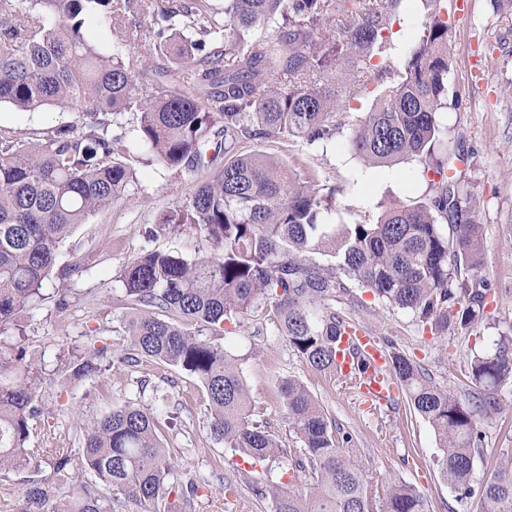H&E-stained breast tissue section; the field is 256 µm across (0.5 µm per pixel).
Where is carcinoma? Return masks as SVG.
Segmentation results:
<instances>
[{
  "label": "carcinoma",
  "instance_id": "cac0c4a2",
  "mask_svg": "<svg viewBox=\"0 0 512 512\" xmlns=\"http://www.w3.org/2000/svg\"><path fill=\"white\" fill-rule=\"evenodd\" d=\"M401 0H0V105L21 111L72 108L75 122L35 136L0 131V328L46 300L45 282L66 281L76 262L56 267L62 244L79 224L127 198L133 182L125 145L112 137L110 116H138L141 142L154 159L197 186L163 224H196L197 254L147 252L124 270L123 317L137 355L196 377L209 402V431L218 443L253 460L274 461L275 436L253 419L241 368L214 337L224 324L264 305L288 340L319 372H336L350 324L313 305L347 290H371L392 307L438 328H471L486 313L488 288L471 275L482 265L480 225L471 199L447 175V148L438 114L447 107L448 16L433 6L408 54L395 59L387 34ZM97 12L121 45L143 54L105 53L83 30ZM344 20L326 36L329 14ZM143 21L129 24L133 16ZM272 33L255 36L256 29ZM375 55L384 67L371 65ZM193 73L192 90L171 82ZM394 90L352 128L349 146L370 167L416 157L426 164L427 201L385 207L373 224H329L336 187L310 170L246 149L250 141H299L313 146L336 135L339 89L365 90L383 75ZM331 82H319L326 74ZM292 77L286 90L272 77ZM451 226L445 235L440 224ZM329 258L325 268L303 258ZM90 337L68 354L64 380L101 371L107 347ZM21 343L0 347L16 363L13 383L0 384V473L32 474L16 512H196L198 485L174 474L158 435L157 411L115 405L82 430L79 466L89 477L60 495L36 476L49 461L55 476L74 458L63 448H30L44 415ZM389 371L434 432L440 476L460 503L478 496L482 512H512V467L473 483L479 423L497 408L500 386L512 380V336H501L470 362V397L463 402L407 358L390 356ZM289 428L303 443L306 494L277 488L274 512H372L373 488L353 453L351 433L337 430L299 382L275 379ZM380 512H424L415 488L394 482Z\"/></svg>",
  "mask_w": 512,
  "mask_h": 512
}]
</instances>
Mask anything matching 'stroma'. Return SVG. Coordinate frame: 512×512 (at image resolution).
Masks as SVG:
<instances>
[{
	"mask_svg": "<svg viewBox=\"0 0 512 512\" xmlns=\"http://www.w3.org/2000/svg\"><path fill=\"white\" fill-rule=\"evenodd\" d=\"M445 6L451 56L448 96L453 103L441 112L440 122L449 147L469 158L468 163L457 164L454 175L461 192L476 201L475 219L484 244V262L477 275L491 288L489 316L475 328H451L437 335L415 313L390 306L355 285L343 296L317 303L315 309L349 321L374 338L384 353L413 360L437 385L463 400L474 353L489 349L499 336H512V0H445ZM429 13L428 0H402L389 32L396 53L407 51ZM392 85V80H384L371 94L357 99L339 93L338 129L331 142L315 147L285 142L260 146L261 151L283 158L302 156L323 183L337 187L329 223H373L386 206L416 204L428 197V180L419 159L369 168L348 147L356 119L370 112L375 98ZM76 118L70 109L24 112L0 106V130L6 131H41ZM112 132L122 136L132 164L129 197L78 225L60 249L58 265L86 266L68 284V308H56L53 294L59 282L48 281L45 303L22 319L21 332L0 336L9 342L25 336L27 360L51 370L69 347L85 345L95 330L112 360L96 377L45 390L50 415L33 429L30 447L65 448L77 458L82 454L77 428L103 418L116 404L157 405L165 418L164 442L175 450L174 469L191 473L201 484L196 512H272L271 496L257 494V484L270 478L296 492L306 488L289 467L302 444L288 428L274 383L278 377L290 378L306 387L337 426L351 432L376 498H383L389 483L400 481L423 493L426 512H480L478 499L460 505L441 479L434 433L405 396H398L390 406H379L370 403L348 377L315 371L278 336L268 310L239 318L220 342L237 359L253 400L263 407L277 435L276 463H246L238 452L211 438L208 402L197 378L160 362H125L129 338L121 321L126 311L121 276L126 266L147 251L194 256L201 236L192 224H159L163 213L186 201L193 183L153 159L139 140L133 114L113 117ZM497 398L500 410L479 424L481 453L474 470L478 483L504 460L512 461L511 382L499 388ZM225 478L236 481V496L225 497L221 486Z\"/></svg>",
	"mask_w": 512,
	"mask_h": 512,
	"instance_id": "35a3bbf8",
	"label": "stroma"
}]
</instances>
